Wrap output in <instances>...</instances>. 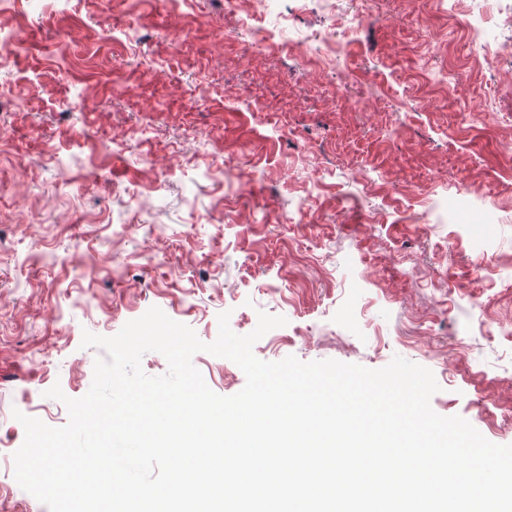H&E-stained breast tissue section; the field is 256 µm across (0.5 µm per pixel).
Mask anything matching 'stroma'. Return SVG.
I'll return each instance as SVG.
<instances>
[{"label": "stroma", "instance_id": "35a3bbf8", "mask_svg": "<svg viewBox=\"0 0 512 512\" xmlns=\"http://www.w3.org/2000/svg\"><path fill=\"white\" fill-rule=\"evenodd\" d=\"M488 10L272 0L254 15L287 18L303 44L335 33L341 53L320 68L292 48L248 55L227 0H140L131 18L101 0H17L0 15L30 31L0 69V512H48L14 477L15 412L65 425L46 392L89 390L99 351L83 333L154 306L206 343L223 312L239 335L259 313L285 317L253 347L266 362L401 356L433 372L436 413L512 444V158L498 147L512 55L484 61L461 24ZM475 103L493 130L471 125ZM242 166L246 188L228 192L225 170ZM302 204L307 223H291ZM193 364L217 394L245 385L229 359Z\"/></svg>", "mask_w": 512, "mask_h": 512}]
</instances>
